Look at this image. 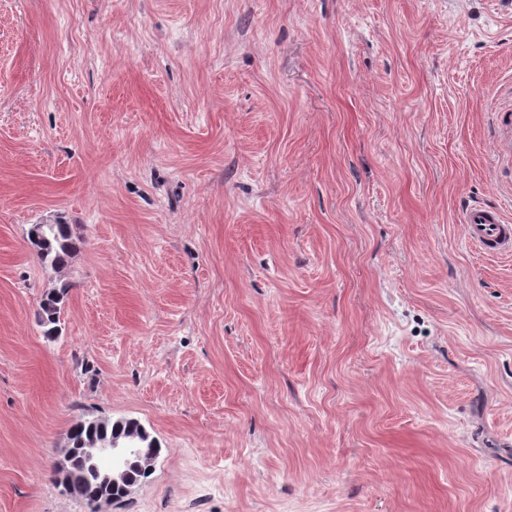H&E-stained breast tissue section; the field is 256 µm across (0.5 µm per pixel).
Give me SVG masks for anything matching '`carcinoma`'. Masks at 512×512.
<instances>
[{
    "label": "carcinoma",
    "instance_id": "cac0c4a2",
    "mask_svg": "<svg viewBox=\"0 0 512 512\" xmlns=\"http://www.w3.org/2000/svg\"><path fill=\"white\" fill-rule=\"evenodd\" d=\"M30 244L39 260L56 272L68 265L77 250L71 225L63 222L45 225L41 233V240H32ZM69 288V283L62 282L46 291L42 296L39 311L40 325L44 327V336L49 339L56 338L60 333L61 311ZM131 437L143 448L155 441L152 436L145 437L130 430L127 420L81 421L72 426L68 434L72 461L64 483L67 493L76 499L87 501L90 505L102 499L107 500L114 496L121 498L126 495V491L120 485L111 489H103L94 485L82 462V448L92 440L110 441L114 438L125 440Z\"/></svg>",
    "mask_w": 512,
    "mask_h": 512
}]
</instances>
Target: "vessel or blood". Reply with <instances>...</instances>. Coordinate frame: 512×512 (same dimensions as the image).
<instances>
[{
  "label": "vessel or blood",
  "mask_w": 512,
  "mask_h": 512,
  "mask_svg": "<svg viewBox=\"0 0 512 512\" xmlns=\"http://www.w3.org/2000/svg\"><path fill=\"white\" fill-rule=\"evenodd\" d=\"M459 221L469 242L481 253L496 258L512 256V222L500 209L474 202L461 211Z\"/></svg>",
  "instance_id": "b4317fda"
}]
</instances>
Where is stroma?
I'll return each instance as SVG.
<instances>
[{"mask_svg":"<svg viewBox=\"0 0 512 512\" xmlns=\"http://www.w3.org/2000/svg\"><path fill=\"white\" fill-rule=\"evenodd\" d=\"M511 107L512 0H0V512H512ZM469 242L481 253L496 257L512 256V222L500 209L481 202L468 204L460 213ZM41 241L28 239L39 260L56 272L64 269L77 250L71 225L63 222L45 224ZM68 282H60L59 286L46 291L40 302V325L45 328L44 336L49 339L56 338L60 333V316L64 299L70 288ZM131 437H134L142 448H137L138 445L134 441L125 440ZM114 438L119 440H112ZM68 439L72 461L64 487L72 497L85 500L90 505L113 496L121 498L127 493L121 485L111 489L99 488L94 485L91 477L103 487L118 485L125 479L126 466L129 464L130 458L135 457L127 466V470L131 473V484L127 486L129 489L150 475V472L147 473V469H141L136 464V458L142 457L143 448H150L147 446L154 444L155 441L158 452L161 449L156 439L150 434L148 437H144L142 434L130 430L129 420L81 421L72 426ZM92 440H112V443H92L85 448V444ZM82 448H84L83 462ZM83 463L87 469L84 468ZM87 470L91 475L90 478Z\"/></svg>","mask_w":512,"mask_h":512,"instance_id":"35a3bbf8","label":"stroma"}]
</instances>
